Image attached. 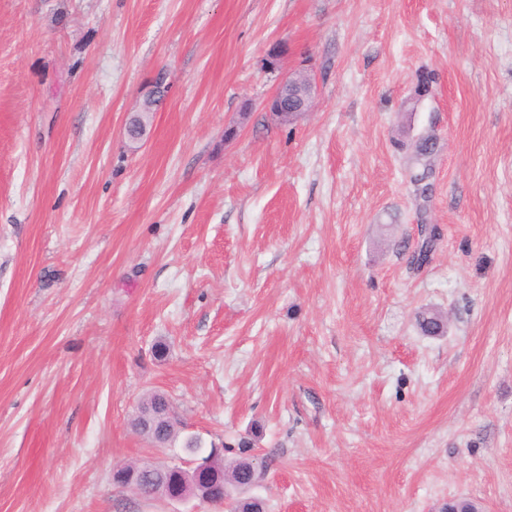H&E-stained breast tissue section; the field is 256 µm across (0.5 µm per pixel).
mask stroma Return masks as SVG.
Wrapping results in <instances>:
<instances>
[{
  "instance_id": "1",
  "label": "stroma",
  "mask_w": 512,
  "mask_h": 512,
  "mask_svg": "<svg viewBox=\"0 0 512 512\" xmlns=\"http://www.w3.org/2000/svg\"><path fill=\"white\" fill-rule=\"evenodd\" d=\"M155 391L266 512H512V0H0V512H226L113 484ZM291 95L292 106L283 102L285 94ZM315 83L310 75L303 76L301 70H294L281 79L276 93L266 101L265 108L282 121H292L303 112L314 107ZM157 83L155 82V85L150 86L148 89L144 90L139 97V102L136 110L134 111V115L130 118L129 126H128V134L130 137L134 140L140 139L145 131L148 124V121H144V119L141 117V114L144 112H147L150 114V112H154L155 110V98H156V90H157ZM131 129H135V133L131 134ZM143 142V139H140L138 141H135L132 144V148L134 150L138 149L140 147V144ZM436 141L431 136L423 137V140L420 142L418 146L415 147V151L412 157V162L414 168L410 171V182L413 184L415 188V196L417 199H422L426 201L428 198L424 196L423 193H420V186H417L418 175L428 174L432 175V163H431V154L436 152ZM416 325L423 336H440L446 332L445 318L435 310L418 312ZM181 448L190 457L196 452H207L208 459H211L212 483L223 488L229 486L232 492L250 487L260 477L263 478L264 465L262 461H257L254 468H252L254 458L250 452L253 448L245 438L239 440L237 448L225 444L222 445V448H217L211 444L209 451H207L205 443L199 436L186 435L181 439ZM225 453L234 457V460L229 464H224Z\"/></svg>"
}]
</instances>
